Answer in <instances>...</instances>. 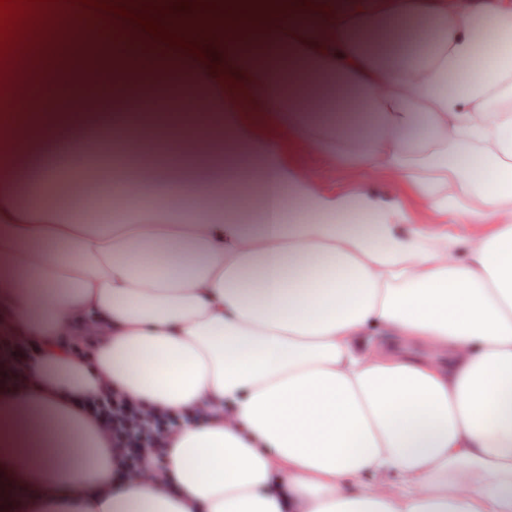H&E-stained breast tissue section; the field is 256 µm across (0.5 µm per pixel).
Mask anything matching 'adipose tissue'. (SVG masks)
<instances>
[{
    "mask_svg": "<svg viewBox=\"0 0 512 512\" xmlns=\"http://www.w3.org/2000/svg\"><path fill=\"white\" fill-rule=\"evenodd\" d=\"M401 18L431 21L422 53L368 46ZM162 23L236 37L207 52L234 111L170 50L90 60L63 80L79 107L0 124V512H512V0H230ZM287 60L358 112L327 120L303 86L281 94ZM98 80L123 122L86 102ZM167 91L204 120L168 162L139 159L172 122L148 109ZM80 126L122 142L131 177L180 207L115 224L22 200V161ZM289 144L392 172L442 223L362 185L321 193L287 167ZM228 150L254 161L234 185L265 196L263 223L214 195ZM91 326L103 336L73 357L62 337ZM18 336L39 354L19 360ZM104 382L222 415L179 433L169 483L118 482L70 402Z\"/></svg>",
    "mask_w": 512,
    "mask_h": 512,
    "instance_id": "ef3b65f1",
    "label": "adipose tissue"
}]
</instances>
